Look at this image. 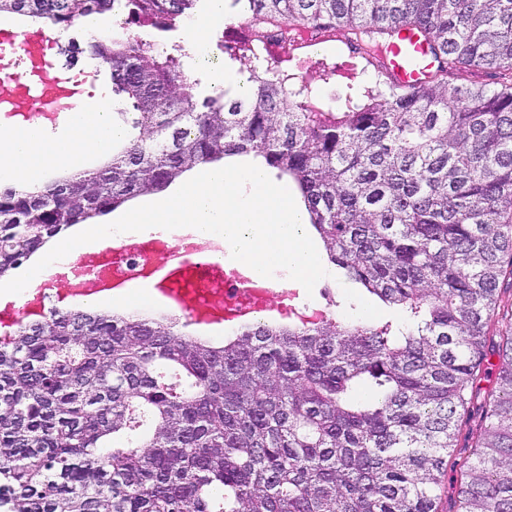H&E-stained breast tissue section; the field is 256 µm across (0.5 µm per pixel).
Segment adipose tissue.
<instances>
[{
	"label": "adipose tissue",
	"instance_id": "ef3b65f1",
	"mask_svg": "<svg viewBox=\"0 0 512 512\" xmlns=\"http://www.w3.org/2000/svg\"><path fill=\"white\" fill-rule=\"evenodd\" d=\"M121 128L112 118V106L101 102L76 111L63 139H47L38 124L0 133V181L29 182L64 165L74 166L88 154L105 155Z\"/></svg>",
	"mask_w": 512,
	"mask_h": 512
}]
</instances>
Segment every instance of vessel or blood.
<instances>
[{
  "label": "vessel or blood",
  "mask_w": 512,
  "mask_h": 512,
  "mask_svg": "<svg viewBox=\"0 0 512 512\" xmlns=\"http://www.w3.org/2000/svg\"><path fill=\"white\" fill-rule=\"evenodd\" d=\"M384 63L392 83L401 88L423 84L433 66L425 41L411 29L399 32L388 49Z\"/></svg>",
  "instance_id": "vessel-or-blood-1"
}]
</instances>
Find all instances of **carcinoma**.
Listing matches in <instances>:
<instances>
[{"label": "carcinoma", "mask_w": 512, "mask_h": 512, "mask_svg": "<svg viewBox=\"0 0 512 512\" xmlns=\"http://www.w3.org/2000/svg\"><path fill=\"white\" fill-rule=\"evenodd\" d=\"M119 2L126 19L90 48L131 104L128 135L100 168L0 191V278L74 224L251 155L291 182L328 261L399 321L256 320L222 346L168 318L65 308L22 323L0 344V512H439L470 409L489 424L456 512H512L499 288L512 279V0H231L262 44L347 31L375 89L363 103L347 86L340 112L273 57L245 93L197 99L176 57L130 26L171 30L199 0H0V13L69 28ZM403 27L432 54L417 88L379 64ZM461 66L501 87L449 82Z\"/></svg>", "instance_id": "1"}]
</instances>
